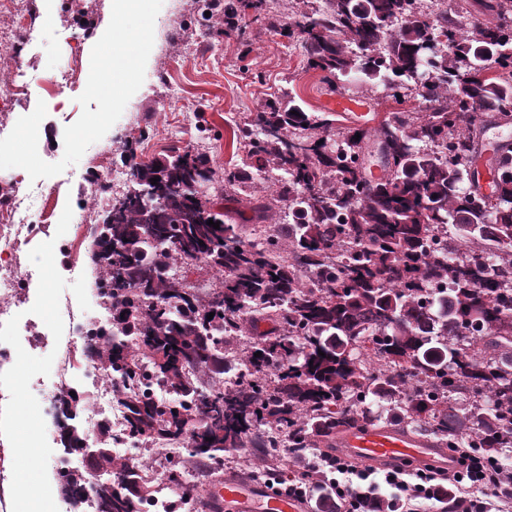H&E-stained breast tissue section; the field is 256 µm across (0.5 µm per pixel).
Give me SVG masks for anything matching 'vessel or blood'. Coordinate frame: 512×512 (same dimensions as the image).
<instances>
[{
  "label": "vessel or blood",
  "instance_id": "vessel-or-blood-1",
  "mask_svg": "<svg viewBox=\"0 0 512 512\" xmlns=\"http://www.w3.org/2000/svg\"><path fill=\"white\" fill-rule=\"evenodd\" d=\"M335 448L344 456L376 467L396 459H412L445 470L448 451L430 439L395 426L366 425L336 435ZM205 512H308L305 501L270 482L242 476L215 480L205 494Z\"/></svg>",
  "mask_w": 512,
  "mask_h": 512
}]
</instances>
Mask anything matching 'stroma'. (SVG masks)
<instances>
[{
    "instance_id": "1",
    "label": "stroma",
    "mask_w": 512,
    "mask_h": 512,
    "mask_svg": "<svg viewBox=\"0 0 512 512\" xmlns=\"http://www.w3.org/2000/svg\"><path fill=\"white\" fill-rule=\"evenodd\" d=\"M25 22L36 36L0 47V138L37 102L50 108L39 127L38 151L49 163L61 160L63 134L84 107V91L96 36L109 24L112 0H25ZM289 94L309 112H321L328 96L320 75L309 69L300 41L290 40L267 25L252 23L244 39L222 32L216 20L200 17L199 0H163L155 20L154 44L145 79L128 101L121 117L80 161L62 173L41 179L42 207L30 221L56 231L64 207L72 219L64 244L55 247V263L66 282L85 276L89 310H75L74 325L105 318L95 288L96 271L84 265L73 273L76 255L91 252L93 231L106 208L107 197L91 189L89 177L110 180V193L125 191L127 180L120 152L136 139V155L147 163L171 148L204 145L212 166L223 170L235 162L232 143L237 124L250 119L269 98ZM210 138L200 141V128Z\"/></svg>"
}]
</instances>
